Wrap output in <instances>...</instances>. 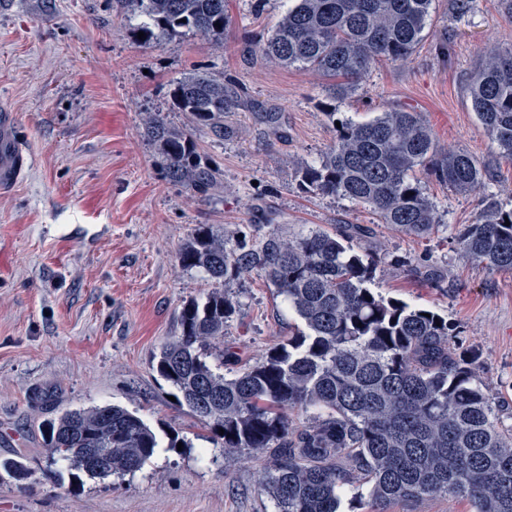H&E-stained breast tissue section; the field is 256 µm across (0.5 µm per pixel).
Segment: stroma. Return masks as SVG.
<instances>
[{
	"label": "stroma",
	"instance_id": "stroma-1",
	"mask_svg": "<svg viewBox=\"0 0 512 512\" xmlns=\"http://www.w3.org/2000/svg\"><path fill=\"white\" fill-rule=\"evenodd\" d=\"M293 0H228L223 44L175 35L136 38L111 0H0V101L18 117L33 169L0 190V459L23 452L35 475L0 483V512H275L259 488L263 460L225 464L202 422L172 402L157 372L161 347L180 333L183 302L215 284L182 267L178 252L196 225L227 236L251 224L283 235L350 224L370 227L357 250L378 260L372 287L452 326L456 346L478 357L479 375L512 425V272L475 270L454 237L486 205L512 207V160L500 155L471 109L468 85L491 50L512 45L502 0H434L412 54L382 58L338 101V118L424 113L439 149L467 150L488 173L459 194L425 179L439 220L415 238L382 224L363 204L304 192L300 171L336 141L319 73L272 63L254 44ZM224 74L243 87L223 140L198 133L220 169L210 196L166 180L145 135L146 113L173 111L170 91L193 72ZM275 122H268V115ZM228 293L237 311L224 326L225 374L253 364L304 328L257 274ZM118 405L183 449L160 448L134 474L57 481L42 425L64 410Z\"/></svg>",
	"mask_w": 512,
	"mask_h": 512
}]
</instances>
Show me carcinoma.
<instances>
[{
    "label": "carcinoma",
    "mask_w": 512,
    "mask_h": 512,
    "mask_svg": "<svg viewBox=\"0 0 512 512\" xmlns=\"http://www.w3.org/2000/svg\"><path fill=\"white\" fill-rule=\"evenodd\" d=\"M432 4L294 0L263 53L280 66L320 73L331 80L327 97L345 98L376 60L413 53ZM112 10L139 20L145 42L192 32L220 44L230 25L227 0H112ZM469 97L500 154L512 159V46L490 55ZM172 99L189 125L150 112L145 132L169 182L213 195L221 173L202 161L194 133L224 139L238 95L224 77L194 72L177 81ZM326 116L340 123L336 142L320 165L301 171L302 190L365 204L405 234L429 236L439 225L418 174L464 192L486 173L463 149L442 152L420 112H382L362 123ZM353 240L345 231L284 237L273 230L251 243L244 233L228 237L197 225L179 251L182 266L226 286L264 275L306 331L227 378L220 340L236 303L214 289L183 305L181 333L162 347L158 372L224 448L226 462L272 450L263 490L276 512H337L345 485L368 487L379 504L444 494L474 512H512V426L501 420L475 358L454 352L440 315L369 288L377 264ZM455 243L475 269L511 271L512 209L488 205ZM311 409L320 414L302 425L289 415ZM46 441L74 478H120L160 447L139 416L111 404L63 412L48 423ZM32 476L24 456L0 459L1 482L22 485Z\"/></svg>",
    "instance_id": "1"
}]
</instances>
